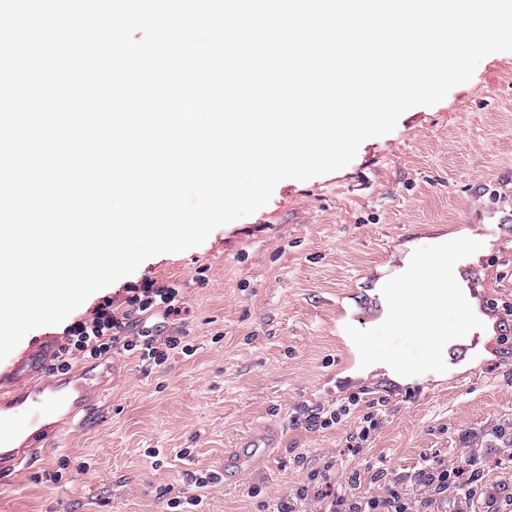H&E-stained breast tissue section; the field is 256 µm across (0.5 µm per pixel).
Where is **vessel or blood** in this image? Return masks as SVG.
I'll return each mask as SVG.
<instances>
[{
	"instance_id": "b4317fda",
	"label": "vessel or blood",
	"mask_w": 512,
	"mask_h": 512,
	"mask_svg": "<svg viewBox=\"0 0 512 512\" xmlns=\"http://www.w3.org/2000/svg\"><path fill=\"white\" fill-rule=\"evenodd\" d=\"M50 345L29 351L0 374V470L21 464L27 449L59 444L73 429L93 385L83 382L69 387L66 381L48 376L45 361ZM276 436L268 430L247 435L224 454L225 467L251 460L257 449L275 447Z\"/></svg>"
}]
</instances>
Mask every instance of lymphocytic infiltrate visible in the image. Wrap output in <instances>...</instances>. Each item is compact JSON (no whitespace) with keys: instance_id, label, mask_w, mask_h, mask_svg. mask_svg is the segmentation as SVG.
Instances as JSON below:
<instances>
[{"instance_id":"obj_1","label":"lymphocytic infiltrate","mask_w":512,"mask_h":512,"mask_svg":"<svg viewBox=\"0 0 512 512\" xmlns=\"http://www.w3.org/2000/svg\"><path fill=\"white\" fill-rule=\"evenodd\" d=\"M179 288L144 279L127 288L121 300L103 296L91 317L77 320L63 330V339L55 349L48 367L50 374H69L74 364L100 360L112 354L131 353L146 363L162 365L170 353H189L190 347L179 336L166 334L171 322L188 314ZM361 398L351 395L341 403L301 407L308 427L329 429L359 415L356 428L347 438L352 454L370 447L384 413V400L373 402L371 411L359 412ZM359 472H352L347 490L333 489L329 471H313L288 495L273 499L271 512H440L448 498L469 499L475 494V477L467 476L456 464L438 463L419 470L412 488L387 479L384 469L369 476L378 492L361 494Z\"/></svg>"}]
</instances>
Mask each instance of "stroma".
I'll list each match as a JSON object with an SVG mask.
<instances>
[{
	"label": "stroma",
	"instance_id": "stroma-1",
	"mask_svg": "<svg viewBox=\"0 0 512 512\" xmlns=\"http://www.w3.org/2000/svg\"><path fill=\"white\" fill-rule=\"evenodd\" d=\"M497 222L501 236L469 273L488 300L512 295V52L485 57L439 103L407 110L345 168L282 180L252 215L106 287L117 298L146 278L180 286L190 314L170 332L186 331L194 352L159 367L128 354L78 364L72 377H106L90 418L60 447L0 474V512H168L178 493L202 498V512H266L325 462L342 485L370 465L402 481L457 460L466 441L478 451L463 466L481 484L464 508L512 512V456L495 437L512 426V352L498 341L497 318L487 317L481 347L456 366V383L437 376L411 400L395 392V372L341 368L334 327L337 310L362 312L416 236L475 237ZM354 393L387 400L359 455L346 441L356 419L319 431L291 420L297 407ZM264 428L277 432V447L225 474V449ZM63 458V479L48 481ZM209 474L217 486L196 487Z\"/></svg>",
	"mask_w": 512,
	"mask_h": 512
}]
</instances>
